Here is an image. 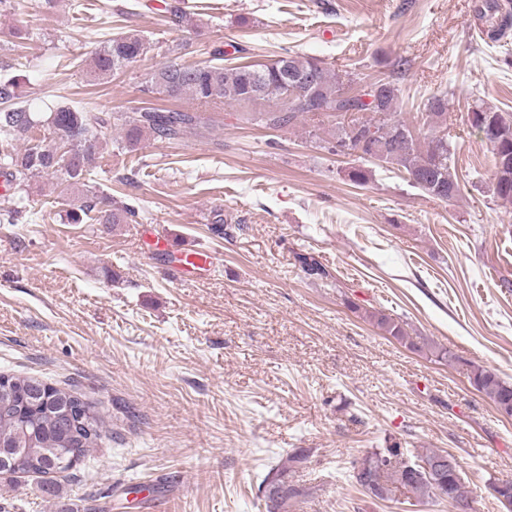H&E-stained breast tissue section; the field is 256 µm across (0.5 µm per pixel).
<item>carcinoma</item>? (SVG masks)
I'll return each instance as SVG.
<instances>
[{"label": "carcinoma", "mask_w": 512, "mask_h": 512, "mask_svg": "<svg viewBox=\"0 0 512 512\" xmlns=\"http://www.w3.org/2000/svg\"><path fill=\"white\" fill-rule=\"evenodd\" d=\"M164 11L178 28L193 26L185 0H167ZM484 31L493 43L502 40L512 26V12L498 0H484L476 9ZM152 45L140 31L131 29L106 41L94 52L92 66L99 75H112L140 61ZM307 77L293 101L283 102L286 75ZM15 78L0 80V101L20 98ZM141 92L178 100L206 103L222 98L239 106L263 104L267 109L255 120L269 129L296 124L304 117L332 114L336 127L331 138L316 137L318 147L334 155L351 156L356 161L348 179L356 185L368 184L374 167L396 169L423 194L450 201L461 192L455 166L456 148L450 133L421 139L416 127L397 118L395 109L400 89L390 76H380L366 83L358 92L345 91L341 76L325 62L313 57L280 56L258 64H213L182 66L165 63L154 70ZM448 99L434 96L421 113L422 126L432 128L446 119ZM119 121L121 144L134 151L147 135L160 140L182 139L208 129L207 119L199 112L143 108L114 116L108 112H90L79 104L56 107L43 120L24 107L0 110V172L11 189L22 188L36 177L51 176L68 187L89 180V168L99 143L101 129ZM471 129L488 144L491 152V185L497 199L512 203V113L475 106L467 113ZM47 133L45 144L32 143L37 128ZM15 141L24 142L20 150ZM64 207L70 224H121L137 222L139 209L125 200L107 195H64ZM366 318L393 338L413 348L426 347L409 340L404 324L380 311L365 312ZM11 392L0 394V458L19 461L9 468L15 475L47 476L61 474V452L79 450L86 457L108 431V421L99 405L65 386L49 385L33 376H7ZM470 381L485 394L497 410L512 416V382L496 373L475 368ZM70 402L84 408V417L72 427L60 417L62 406ZM310 450L301 449L286 461L270 468L259 486L265 512H288L289 503L302 495L292 481L296 465L307 459ZM441 452L407 454L397 447L373 448L350 462L347 478L363 495L386 501L393 486L412 492L419 502L445 495L455 502L457 512H473L472 500L461 472H450L436 461Z\"/></svg>", "instance_id": "cac0c4a2"}]
</instances>
